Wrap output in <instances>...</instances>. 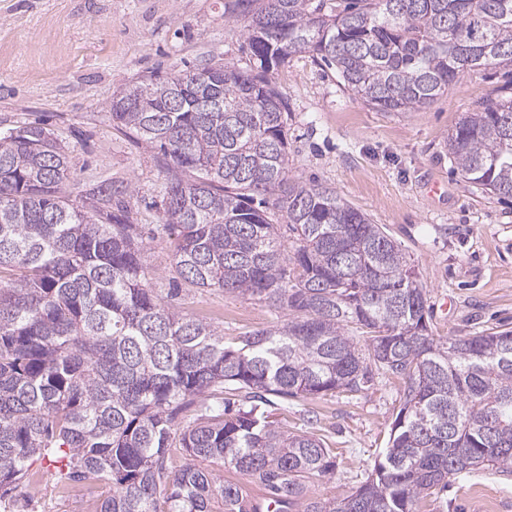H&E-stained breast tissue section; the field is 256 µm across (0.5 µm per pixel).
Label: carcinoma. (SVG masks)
Here are the masks:
<instances>
[{"mask_svg": "<svg viewBox=\"0 0 512 512\" xmlns=\"http://www.w3.org/2000/svg\"><path fill=\"white\" fill-rule=\"evenodd\" d=\"M244 68L206 63L112 98V123L164 165L173 279L248 297L280 323L227 342L151 287L132 184L63 192L69 148L30 124L0 131V504L41 460L56 482L109 485L100 512H416L448 476L512 473V330L432 334L426 289L401 245L322 184L289 175L288 101L268 79L310 53L388 112L423 108L458 75L512 67V0H237ZM471 184L512 198V98L486 100L446 142ZM286 223L287 246L278 219ZM404 389L367 479L307 497L336 466L247 402ZM184 464L172 465L168 449Z\"/></svg>", "mask_w": 512, "mask_h": 512, "instance_id": "obj_1", "label": "carcinoma"}]
</instances>
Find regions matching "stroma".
<instances>
[{
  "instance_id": "stroma-1",
  "label": "stroma",
  "mask_w": 512,
  "mask_h": 512,
  "mask_svg": "<svg viewBox=\"0 0 512 512\" xmlns=\"http://www.w3.org/2000/svg\"><path fill=\"white\" fill-rule=\"evenodd\" d=\"M235 0H0V131L38 122L71 151L66 191L108 179L136 188L131 221L148 225L153 288L171 285L172 252L157 225L164 175L145 144L117 128L114 94L152 74L207 61L246 66L247 16ZM287 98L288 168L319 181L383 225L415 265L434 335L512 329V199L468 183L448 159L458 122L486 99L512 93L503 68L465 70L414 112H385L348 92L334 70L299 53L270 73ZM441 193H431L432 183ZM171 303L225 338L272 326L266 304L220 290L184 288ZM404 384L377 378L368 391L276 401L283 430L311 433L336 453V470L310 485L326 500L355 490L387 446ZM419 512H512V474L475 470L448 479Z\"/></svg>"
}]
</instances>
